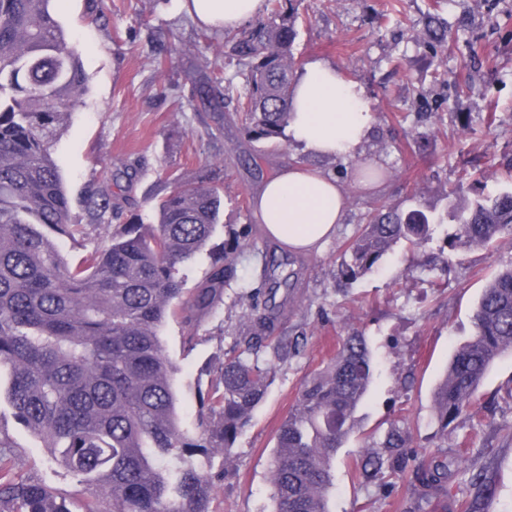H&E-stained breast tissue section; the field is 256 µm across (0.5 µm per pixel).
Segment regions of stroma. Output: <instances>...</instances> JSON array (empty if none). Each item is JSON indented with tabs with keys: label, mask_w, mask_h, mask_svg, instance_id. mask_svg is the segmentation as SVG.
Returning <instances> with one entry per match:
<instances>
[{
	"label": "stroma",
	"mask_w": 512,
	"mask_h": 512,
	"mask_svg": "<svg viewBox=\"0 0 512 512\" xmlns=\"http://www.w3.org/2000/svg\"><path fill=\"white\" fill-rule=\"evenodd\" d=\"M308 20L296 47L308 62L330 60L366 90L376 130L363 154L336 160L303 152L291 138L250 139L234 113L216 121L193 98V77L204 68L223 75L224 31L196 24L182 0H64L60 19L77 44L90 91L55 149L83 246L63 242L70 262L86 246L103 243L122 224L150 223L155 200L178 180H214L224 200L220 227L187 281L195 287L229 231L252 250L237 259L239 285L202 315L191 351L181 320L161 329L176 364L175 389L185 425H193L199 396L211 391L227 354L252 336L250 300L242 283L255 282L261 255L276 252L300 276L281 312L276 335L299 340L300 354L261 347L273 381L232 450V463L210 503L212 512H272L271 454L279 426L296 403L301 383L336 353L352 332L363 334L374 361L373 381L357 412V427L336 454L329 512H512V354L484 378L473 414L441 429L433 411L437 383L455 349L473 333L471 311L484 285L512 266V234L482 248L450 250L455 225L436 226L417 249L397 245L372 272L354 281L341 274L344 246L361 214L377 203L445 212L451 199H468L475 175L487 191L505 184L512 158V0H301ZM436 13L453 36L439 58L411 41L426 14ZM258 156L259 170L241 164ZM378 163L385 185L370 194L351 189L356 168ZM318 168L349 185V208L335 235L314 253L276 247L251 206L261 184L283 167ZM108 194L117 221L100 223L89 195ZM19 450L18 466L64 493L72 476L53 460L0 401ZM411 437L409 477L392 491L363 477L359 462L388 456L390 429ZM446 465L450 495L430 507L429 489L411 473L423 458Z\"/></svg>",
	"instance_id": "35a3bbf8"
}]
</instances>
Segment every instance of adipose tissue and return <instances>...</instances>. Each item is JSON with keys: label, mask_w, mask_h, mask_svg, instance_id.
<instances>
[{"label": "adipose tissue", "mask_w": 512, "mask_h": 512, "mask_svg": "<svg viewBox=\"0 0 512 512\" xmlns=\"http://www.w3.org/2000/svg\"><path fill=\"white\" fill-rule=\"evenodd\" d=\"M199 25L235 30L263 10L264 0H183ZM374 125L372 107L361 85L345 80L334 63H307L293 85L288 130L315 156L361 155ZM348 206L338 179L322 170L284 168L270 177L255 198V219L266 236L288 249L310 252L332 237Z\"/></svg>", "instance_id": "1"}]
</instances>
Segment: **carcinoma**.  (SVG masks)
I'll return each instance as SVG.
<instances>
[{
	"mask_svg": "<svg viewBox=\"0 0 512 512\" xmlns=\"http://www.w3.org/2000/svg\"><path fill=\"white\" fill-rule=\"evenodd\" d=\"M60 0H0V374L16 423L42 439L77 483L95 493L85 512H210L224 462L263 401L271 368L257 344L285 349L269 321V305H253L254 335L224 361L218 386L200 403L195 430L182 426L174 387L176 367L160 328L171 315L197 321L236 278L241 238L224 242V256L193 291L185 266L219 224L222 197L204 181L176 185L153 207L155 222L131 224L70 265L57 239L77 241L54 146L66 113L83 102L89 76L57 14ZM297 0H265L267 20L225 41L236 67L217 102L214 78L195 85L203 105L223 112L234 104L252 139L277 138L288 127L295 74L294 46L303 18ZM413 39L433 52L447 26L428 14ZM102 223L117 206L91 199ZM451 218V247H482L512 231V188L476 193ZM341 264L352 280L371 271L398 243L421 247L441 220L419 208L379 204L363 214ZM264 263L251 298L272 300L288 278ZM473 335L453 354L433 393L443 436L468 413L495 361L512 351V267L483 288L472 313ZM373 377L364 337L345 339L336 356L301 385L281 424L270 463L273 512H329L336 452L356 426V412ZM408 434L382 441L389 467L406 471ZM224 453V460L215 462ZM14 442L0 428V512H71L66 499L31 473L15 471ZM442 489L443 467L419 473Z\"/></svg>",
	"mask_w": 512,
	"mask_h": 512,
	"instance_id": "1",
	"label": "carcinoma"
}]
</instances>
